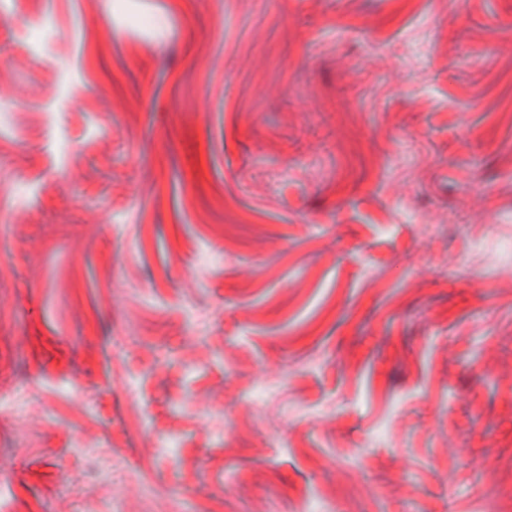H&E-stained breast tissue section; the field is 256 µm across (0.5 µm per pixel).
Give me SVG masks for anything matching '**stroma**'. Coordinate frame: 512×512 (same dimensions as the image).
I'll list each match as a JSON object with an SVG mask.
<instances>
[{
	"mask_svg": "<svg viewBox=\"0 0 512 512\" xmlns=\"http://www.w3.org/2000/svg\"><path fill=\"white\" fill-rule=\"evenodd\" d=\"M0 85V512H512V0H0Z\"/></svg>",
	"mask_w": 512,
	"mask_h": 512,
	"instance_id": "35a3bbf8",
	"label": "stroma"
}]
</instances>
